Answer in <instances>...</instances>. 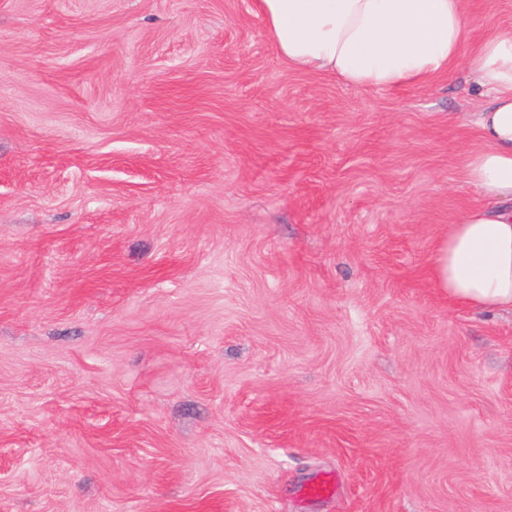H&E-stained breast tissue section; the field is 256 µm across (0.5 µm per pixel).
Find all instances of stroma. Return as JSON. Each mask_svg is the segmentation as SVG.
Here are the masks:
<instances>
[{
  "instance_id": "stroma-1",
  "label": "stroma",
  "mask_w": 512,
  "mask_h": 512,
  "mask_svg": "<svg viewBox=\"0 0 512 512\" xmlns=\"http://www.w3.org/2000/svg\"><path fill=\"white\" fill-rule=\"evenodd\" d=\"M482 103L253 0H0V512H512V312L433 275Z\"/></svg>"
}]
</instances>
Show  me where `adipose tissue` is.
I'll list each match as a JSON object with an SVG mask.
<instances>
[{
	"mask_svg": "<svg viewBox=\"0 0 512 512\" xmlns=\"http://www.w3.org/2000/svg\"><path fill=\"white\" fill-rule=\"evenodd\" d=\"M257 8L294 70L395 91L461 65L490 95L474 118L483 146L464 159L481 203L449 224L434 272L456 301L512 310V26L476 33L464 0H257Z\"/></svg>",
	"mask_w": 512,
	"mask_h": 512,
	"instance_id": "adipose-tissue-1",
	"label": "adipose tissue"
}]
</instances>
